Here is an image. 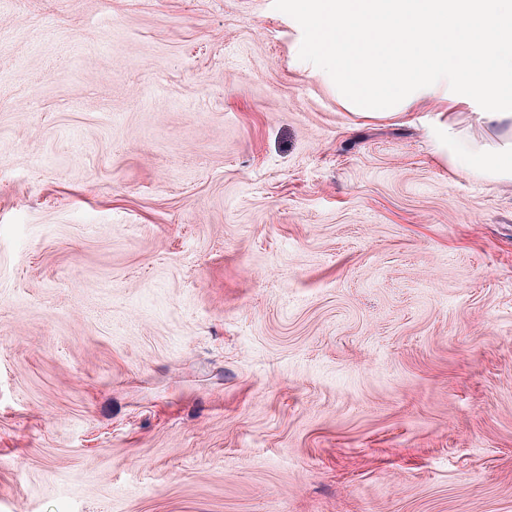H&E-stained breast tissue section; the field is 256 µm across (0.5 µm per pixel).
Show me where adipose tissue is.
I'll return each instance as SVG.
<instances>
[{
  "mask_svg": "<svg viewBox=\"0 0 512 512\" xmlns=\"http://www.w3.org/2000/svg\"><path fill=\"white\" fill-rule=\"evenodd\" d=\"M512 0H296L308 41L304 68L365 118L404 117L427 100L445 110L434 135L441 157L471 177L512 183ZM482 108L499 144L463 132Z\"/></svg>",
  "mask_w": 512,
  "mask_h": 512,
  "instance_id": "1",
  "label": "adipose tissue"
}]
</instances>
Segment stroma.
<instances>
[{
  "mask_svg": "<svg viewBox=\"0 0 512 512\" xmlns=\"http://www.w3.org/2000/svg\"><path fill=\"white\" fill-rule=\"evenodd\" d=\"M292 8L0 0V512H512V184Z\"/></svg>",
  "mask_w": 512,
  "mask_h": 512,
  "instance_id": "1",
  "label": "stroma"
}]
</instances>
